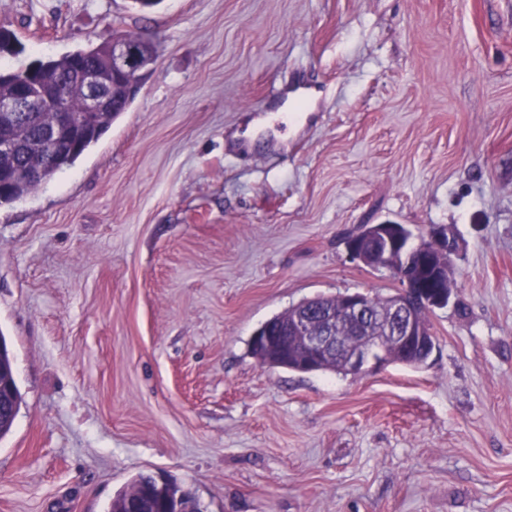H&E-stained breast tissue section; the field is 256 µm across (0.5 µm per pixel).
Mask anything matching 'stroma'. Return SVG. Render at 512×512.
<instances>
[{"label": "stroma", "instance_id": "stroma-1", "mask_svg": "<svg viewBox=\"0 0 512 512\" xmlns=\"http://www.w3.org/2000/svg\"><path fill=\"white\" fill-rule=\"evenodd\" d=\"M0 27L4 70L157 47L100 139L0 205V512H105L156 472L204 512H512V0H0ZM383 223L456 242L427 362L260 366L293 305L400 289L346 256ZM6 353L11 356L8 348L0 344V362ZM1 378L8 380V394L3 397L4 413L1 414L0 439L10 431L22 403V395L15 380L13 361L9 358L1 362Z\"/></svg>", "mask_w": 512, "mask_h": 512}]
</instances>
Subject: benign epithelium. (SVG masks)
I'll return each mask as SVG.
<instances>
[{"label":"benign epithelium","instance_id":"obj_1","mask_svg":"<svg viewBox=\"0 0 512 512\" xmlns=\"http://www.w3.org/2000/svg\"><path fill=\"white\" fill-rule=\"evenodd\" d=\"M154 54L141 45L115 35L108 41L107 61L102 66H83L76 74V86L83 94L84 107L75 116L63 100L62 84L48 73L38 72L33 64L18 71L21 81L5 96H0V164L12 166L11 177L0 180V201L10 193V185L32 171L30 164L18 165L15 156L26 146V158L48 163L37 172L46 174L50 160L73 153L80 142L67 137V131L80 126L103 127L106 115L129 105L141 74L148 70ZM346 250L353 261L364 262L366 255L387 258L393 253L406 257L398 279L400 291L389 299L381 312L373 311L366 294L353 292L339 297L338 308L326 310L315 304L299 311L291 319L277 324L281 337L279 356L288 360V336L296 337L301 347L300 365L305 370L314 363L336 356L342 358L352 374L380 370L392 363L389 350L403 354L420 351L431 355L435 338L421 321V313L448 306L453 290L428 288L425 280L441 282L447 254L439 247L425 248L411 230L393 231L391 224L377 225L366 238L347 239ZM348 322L361 334L359 346L343 343L336 331L340 322Z\"/></svg>","mask_w":512,"mask_h":512}]
</instances>
